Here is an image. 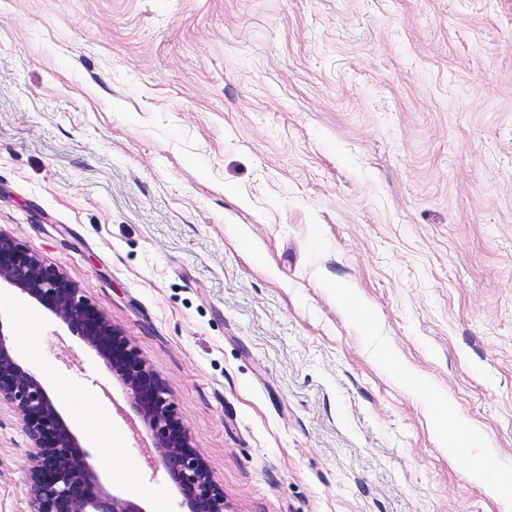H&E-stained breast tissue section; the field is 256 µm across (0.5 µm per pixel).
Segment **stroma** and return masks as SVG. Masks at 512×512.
<instances>
[{"label": "stroma", "mask_w": 512, "mask_h": 512, "mask_svg": "<svg viewBox=\"0 0 512 512\" xmlns=\"http://www.w3.org/2000/svg\"><path fill=\"white\" fill-rule=\"evenodd\" d=\"M0 230L166 382L226 512H500L428 396L512 484V0H0ZM0 307L101 481L175 512L111 368ZM29 451L1 408L0 512ZM435 409V432L439 438L447 442L448 430L455 434V442L460 448L448 449V460L451 464L457 463L462 457V448L475 434L471 423L458 413L453 402L446 397H439Z\"/></svg>", "instance_id": "1"}]
</instances>
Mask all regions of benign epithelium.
<instances>
[{"label":"benign epithelium","mask_w":512,"mask_h":512,"mask_svg":"<svg viewBox=\"0 0 512 512\" xmlns=\"http://www.w3.org/2000/svg\"><path fill=\"white\" fill-rule=\"evenodd\" d=\"M19 291L94 348L112 367L127 402L152 440L168 480L180 490L186 512H224V493L171 409L168 387L129 345L122 331L84 298L67 276L0 231V286ZM19 416L30 441L27 512H146L136 501L97 485L78 442L62 423L37 375L24 368L11 331L0 321V406Z\"/></svg>","instance_id":"benign-epithelium-1"}]
</instances>
